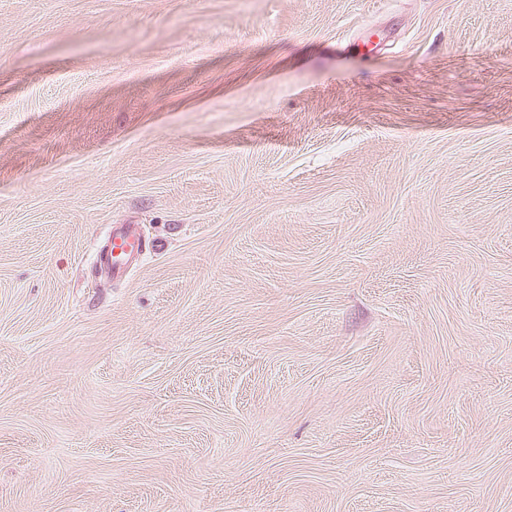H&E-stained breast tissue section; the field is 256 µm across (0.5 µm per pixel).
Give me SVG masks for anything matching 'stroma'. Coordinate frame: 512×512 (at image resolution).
Listing matches in <instances>:
<instances>
[{
  "label": "stroma",
  "mask_w": 512,
  "mask_h": 512,
  "mask_svg": "<svg viewBox=\"0 0 512 512\" xmlns=\"http://www.w3.org/2000/svg\"><path fill=\"white\" fill-rule=\"evenodd\" d=\"M0 512H512V0H0ZM112 261L116 274L124 270V264L119 263L120 258H130L141 251L140 239L132 224H125L116 228L110 236Z\"/></svg>",
  "instance_id": "35a3bbf8"
}]
</instances>
